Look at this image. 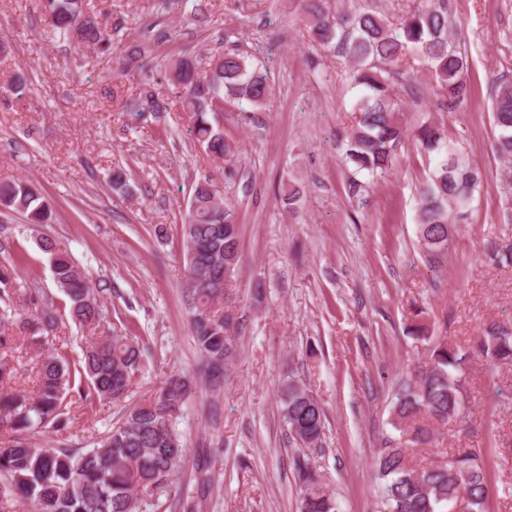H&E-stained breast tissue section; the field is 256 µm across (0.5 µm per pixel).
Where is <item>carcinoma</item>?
Segmentation results:
<instances>
[{
	"instance_id": "cac0c4a2",
	"label": "carcinoma",
	"mask_w": 512,
	"mask_h": 512,
	"mask_svg": "<svg viewBox=\"0 0 512 512\" xmlns=\"http://www.w3.org/2000/svg\"><path fill=\"white\" fill-rule=\"evenodd\" d=\"M324 0H299L311 42L328 56L343 60L350 78L361 89L354 105L355 122L340 139L344 161L352 165L347 177L349 198L367 191L371 177L390 171L408 137L433 164L419 192L417 226L422 248L429 254L448 248L460 230L476 193L483 187L480 172L465 151L448 138L444 127L423 121L413 131L400 117L398 86L410 81L400 66L412 56L428 72L443 106L452 111L471 96L469 58L453 38L456 26L448 0H419L418 6L395 25L377 11L342 8L330 12ZM50 34L112 48V34L101 28L91 0H44ZM168 73L179 88L182 111L189 115V134L206 153L224 161V181L236 182L239 145L224 137L211 120L219 101L246 102L255 110L267 108L274 89L266 69L237 48L213 54L201 71L191 56L170 60ZM131 107L139 113L166 110L162 95H141ZM495 149L512 159V81H500L492 97ZM0 206L27 214L32 224H47L50 206L32 183L0 182ZM183 255L192 311V335L209 387L224 384V371L234 354L229 336L236 322L226 289L240 261V224L236 208L223 199L211 180L192 188L182 224ZM38 245L48 255L57 289L70 302L71 317L96 330L102 315L99 291L69 253L47 238ZM57 316L52 298L37 289L17 286L14 272L0 267V429L12 433L11 444L0 445V512H195L210 478L199 470L196 495L182 490L181 462L186 448L179 424L186 414L191 382L171 377L156 395L129 408L122 422L96 448H35L28 435L65 429L67 397L77 391L87 403L125 398L145 370V353L132 336L117 333L93 336L81 359L70 363L54 352L36 364L34 394L5 387L23 375L15 355V337L7 330L28 334L39 348L49 343ZM409 335L428 344L429 362L414 368L394 393L393 425L398 436L385 440L374 456L376 496L380 512H447L459 501L470 512H485L489 488L483 457L470 448H456L448 459L417 464L413 448H428L440 431L462 423L467 414L465 365L481 358L492 368L512 366V326L492 323L473 345L462 347L446 336L429 335V326L416 323ZM281 415L293 440L304 448L322 449L325 411L318 400L295 380H286L280 394ZM301 485L300 512H337V502L316 478L307 455L294 458Z\"/></svg>"
}]
</instances>
